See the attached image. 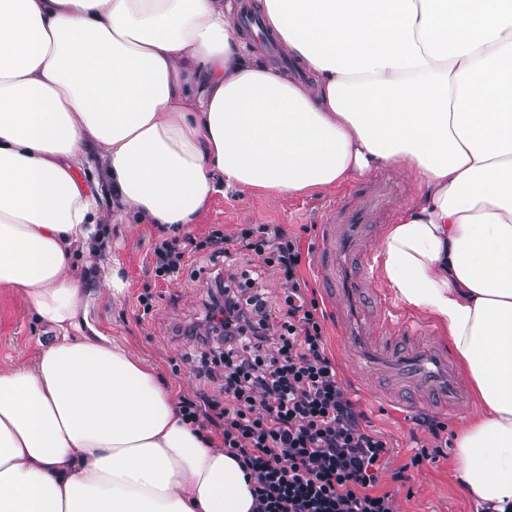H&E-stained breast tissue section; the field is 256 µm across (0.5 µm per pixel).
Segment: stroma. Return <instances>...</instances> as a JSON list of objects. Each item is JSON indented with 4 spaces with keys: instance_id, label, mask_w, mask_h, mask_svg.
<instances>
[{
    "instance_id": "35a3bbf8",
    "label": "stroma",
    "mask_w": 512,
    "mask_h": 512,
    "mask_svg": "<svg viewBox=\"0 0 512 512\" xmlns=\"http://www.w3.org/2000/svg\"><path fill=\"white\" fill-rule=\"evenodd\" d=\"M389 180L393 195L389 207L382 211L368 239L370 252H378L382 235L393 223L398 209L414 194L412 179L391 170L333 191L269 198L261 190L229 189L214 195L207 209L193 225L195 235L207 234L212 228L222 229L226 236H236L244 224H281L297 237L303 254L301 275L308 283V295L323 301L318 285L314 257L319 243V224L324 211L332 206L354 207L363 195L371 192L377 178ZM100 221L107 228V248L95 267L85 268L83 257H76V272L84 279L88 322L114 343L126 346L143 357L155 372L172 387L175 395L204 390L215 394L216 383L197 377L189 357L191 343L176 339V325L203 317L207 292L214 267L207 256L196 255L177 279L159 282L154 290L153 308L142 314L136 297L152 273V245L159 231L152 224H116L110 210H103ZM120 264L125 281L122 294L108 291L106 279L113 264ZM327 347L333 355L341 377L362 379L365 396L358 403L373 428L389 441L392 450L387 469L380 475L382 486L393 496V512H478L459 477L455 446L436 462L425 463L412 470L406 484L393 482L391 472L408 462L421 433L414 418L397 412L393 401L396 388L377 376L364 373L347 358L344 348L336 344V322H325ZM46 333L33 320L23 295L10 288H0V371L33 365L40 339Z\"/></svg>"
}]
</instances>
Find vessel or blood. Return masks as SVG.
Wrapping results in <instances>:
<instances>
[{
    "instance_id": "b4317fda",
    "label": "vessel or blood",
    "mask_w": 512,
    "mask_h": 512,
    "mask_svg": "<svg viewBox=\"0 0 512 512\" xmlns=\"http://www.w3.org/2000/svg\"><path fill=\"white\" fill-rule=\"evenodd\" d=\"M370 206L332 213L321 226L322 245L314 262L317 270L335 288L330 305L335 310L351 351L372 372L382 374L403 390L397 406L408 414L422 413L424 405L436 408L465 407L458 374L445 347L405 346L387 336L393 313L375 305L362 289L358 272L371 260L365 230L371 220Z\"/></svg>"
}]
</instances>
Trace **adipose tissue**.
Listing matches in <instances>:
<instances>
[{"label":"adipose tissue","instance_id":"ef3b65f1","mask_svg":"<svg viewBox=\"0 0 512 512\" xmlns=\"http://www.w3.org/2000/svg\"><path fill=\"white\" fill-rule=\"evenodd\" d=\"M306 79L229 0H0V286L50 334L0 372V512H253L220 441L140 356L86 334L74 264L98 201L191 224L217 193L306 194L378 168L417 194L376 276L428 313L476 393L469 496L512 512V0H256ZM101 151L103 179L79 170Z\"/></svg>","mask_w":512,"mask_h":512}]
</instances>
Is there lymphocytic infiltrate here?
<instances>
[{
  "mask_svg": "<svg viewBox=\"0 0 512 512\" xmlns=\"http://www.w3.org/2000/svg\"><path fill=\"white\" fill-rule=\"evenodd\" d=\"M234 248L261 259L287 289L273 308L254 279L230 268L214 275L202 322L177 333L200 352L197 376L222 379L221 393L181 396L182 418L220 436L253 476L257 512H393L379 484L389 443L341 383L297 239L279 224L241 225L232 240L220 229L186 230L156 239L152 270L170 280L192 256L215 262Z\"/></svg>",
  "mask_w": 512,
  "mask_h": 512,
  "instance_id": "f902f5d3",
  "label": "lymphocytic infiltrate"
}]
</instances>
